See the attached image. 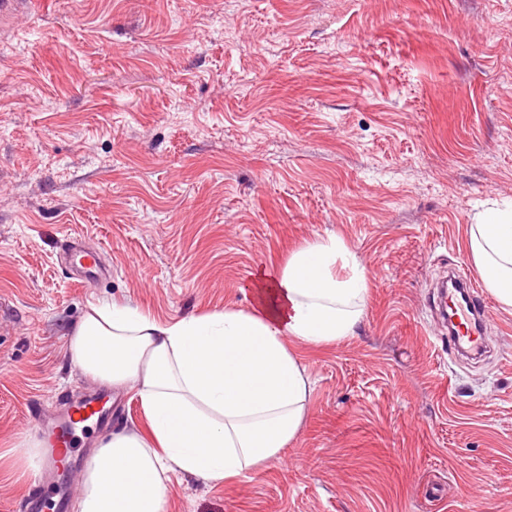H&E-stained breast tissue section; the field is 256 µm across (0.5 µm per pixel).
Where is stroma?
<instances>
[{"label": "stroma", "instance_id": "stroma-1", "mask_svg": "<svg viewBox=\"0 0 512 512\" xmlns=\"http://www.w3.org/2000/svg\"><path fill=\"white\" fill-rule=\"evenodd\" d=\"M512 202V0H25L0 15V512L50 500L8 453L90 393L117 395L65 466L145 427L84 377L90 304L169 321L342 237L369 273L355 336L290 342L311 396L280 458L179 473L164 512H512V312L477 358L433 299L472 270L468 226ZM101 250L75 283L65 240Z\"/></svg>", "mask_w": 512, "mask_h": 512}]
</instances>
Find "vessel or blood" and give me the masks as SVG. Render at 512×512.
<instances>
[{"mask_svg":"<svg viewBox=\"0 0 512 512\" xmlns=\"http://www.w3.org/2000/svg\"><path fill=\"white\" fill-rule=\"evenodd\" d=\"M63 251L75 269L80 284L90 285L97 275L103 274L104 268L98 256L84 250L76 240L66 241ZM461 298L453 300L448 312L456 320L455 327L448 336L449 343L460 350H480L489 331V317L486 304L478 295L471 280H463ZM95 397H88L83 403L69 404L57 423L47 433V467L60 465L61 455L73 446V432L77 424L97 419Z\"/></svg>","mask_w":512,"mask_h":512,"instance_id":"vessel-or-blood-1","label":"vessel or blood"}]
</instances>
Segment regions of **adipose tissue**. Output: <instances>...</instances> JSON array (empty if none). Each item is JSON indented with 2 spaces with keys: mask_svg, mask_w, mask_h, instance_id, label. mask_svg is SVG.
<instances>
[{
  "mask_svg": "<svg viewBox=\"0 0 512 512\" xmlns=\"http://www.w3.org/2000/svg\"><path fill=\"white\" fill-rule=\"evenodd\" d=\"M474 266L512 309V206L468 227ZM368 274L329 235L262 268L242 285L251 303L163 322L129 306L90 304L71 330V364L113 389L134 391L149 434L131 429L94 448L78 512H163L170 473L206 480L244 476L279 458L295 438L311 381L289 341L338 342L355 333Z\"/></svg>",
  "mask_w": 512,
  "mask_h": 512,
  "instance_id": "ef3b65f1",
  "label": "adipose tissue"
}]
</instances>
